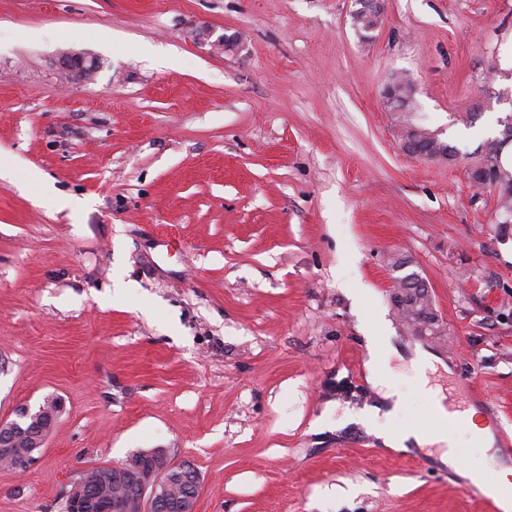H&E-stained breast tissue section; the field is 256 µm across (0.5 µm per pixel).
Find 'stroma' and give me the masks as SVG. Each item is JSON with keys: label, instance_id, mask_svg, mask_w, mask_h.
Here are the masks:
<instances>
[{"label": "stroma", "instance_id": "1", "mask_svg": "<svg viewBox=\"0 0 512 512\" xmlns=\"http://www.w3.org/2000/svg\"><path fill=\"white\" fill-rule=\"evenodd\" d=\"M352 8L0 0V420L64 402L36 460L0 467V512H63L86 470L154 449L198 470L196 512H484L437 448L362 422L364 330H394L402 420L433 424L410 364L431 351V385L495 433L461 461L512 467V224L466 176L512 110V0H385L367 41ZM63 49L103 67L63 70ZM397 76L457 161L402 152ZM394 253L447 335L400 320ZM397 84L398 81L388 84L382 93V99L385 109L388 112H398L399 114H402L404 112L402 116H400L399 123L401 125L406 124V129H409L408 127H411L430 131L428 128L416 122L414 119H411L409 116V112H405L407 105L409 104V100L400 97L396 89ZM430 132L431 133H429V135L437 136V134L433 133L432 131Z\"/></svg>", "mask_w": 512, "mask_h": 512}]
</instances>
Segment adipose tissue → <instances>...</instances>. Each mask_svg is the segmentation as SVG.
<instances>
[{
    "label": "adipose tissue",
    "mask_w": 512,
    "mask_h": 512,
    "mask_svg": "<svg viewBox=\"0 0 512 512\" xmlns=\"http://www.w3.org/2000/svg\"><path fill=\"white\" fill-rule=\"evenodd\" d=\"M366 342L369 350L368 380L383 398L392 400L393 405L382 413L370 410L364 414L363 419L372 424L377 437L386 447L404 450L428 443L439 448L442 463L453 467L458 464L457 448L460 440H467L469 446L475 448L492 447L494 437L489 427L478 419L476 409L470 407L462 411H448L443 395L430 386L427 372L434 369L437 359L424 350L416 353V389L431 404L435 422L427 431L411 423L390 426V419L396 418L400 412L399 405L394 402L396 393L388 382L387 373L389 362L397 353L392 332L389 327H382L380 335L367 336Z\"/></svg>",
    "instance_id": "obj_1"
}]
</instances>
